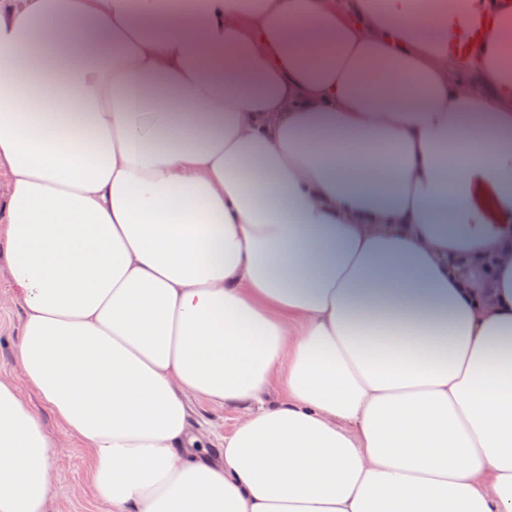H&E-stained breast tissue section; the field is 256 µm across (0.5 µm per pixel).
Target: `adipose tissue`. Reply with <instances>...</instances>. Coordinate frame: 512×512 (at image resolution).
<instances>
[{
    "label": "adipose tissue",
    "mask_w": 512,
    "mask_h": 512,
    "mask_svg": "<svg viewBox=\"0 0 512 512\" xmlns=\"http://www.w3.org/2000/svg\"><path fill=\"white\" fill-rule=\"evenodd\" d=\"M0 0V512H512V0ZM279 380L287 397L270 396ZM245 411L210 454L191 397ZM448 7V42L458 58L466 57L483 40L486 27L482 13L466 7L471 0H456ZM9 294L7 280L0 276V376L17 377L14 352L19 341L22 311L11 302ZM40 423L53 435L55 479L49 512H105L92 485L87 456L79 441L71 436L37 396L26 390Z\"/></svg>",
    "instance_id": "adipose-tissue-1"
}]
</instances>
